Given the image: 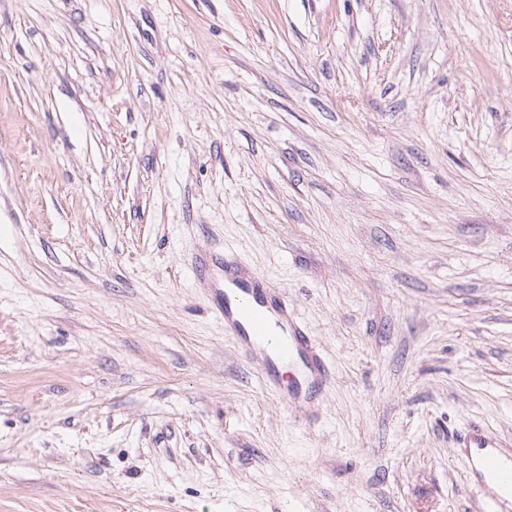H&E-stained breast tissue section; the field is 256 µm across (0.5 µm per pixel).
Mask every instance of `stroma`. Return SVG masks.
I'll return each mask as SVG.
<instances>
[{
    "label": "stroma",
    "instance_id": "35a3bbf8",
    "mask_svg": "<svg viewBox=\"0 0 512 512\" xmlns=\"http://www.w3.org/2000/svg\"><path fill=\"white\" fill-rule=\"evenodd\" d=\"M473 422L512 448V0H0V512H488ZM217 312L224 331L243 357L257 363L263 383L278 393L293 411L307 410L310 402L332 380V371L309 329L294 315L288 299L266 288L262 279L246 272L236 252L224 249V292ZM280 367L297 371L286 389Z\"/></svg>",
    "mask_w": 512,
    "mask_h": 512
}]
</instances>
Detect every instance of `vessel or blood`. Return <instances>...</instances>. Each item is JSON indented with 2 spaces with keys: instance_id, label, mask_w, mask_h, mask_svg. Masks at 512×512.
<instances>
[{
  "instance_id": "b4317fda",
  "label": "vessel or blood",
  "mask_w": 512,
  "mask_h": 512,
  "mask_svg": "<svg viewBox=\"0 0 512 512\" xmlns=\"http://www.w3.org/2000/svg\"><path fill=\"white\" fill-rule=\"evenodd\" d=\"M217 311L243 357L257 363L265 386L291 410L308 407L332 380V371L309 329L284 295L246 272L233 249L224 251V292ZM470 463L469 481L483 492L490 512L512 506V454L478 425L457 438Z\"/></svg>"
}]
</instances>
